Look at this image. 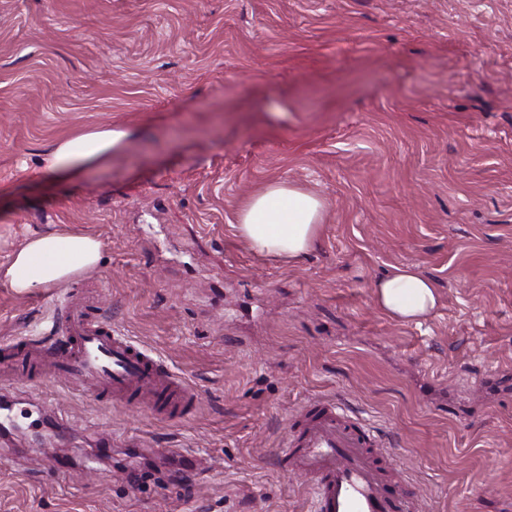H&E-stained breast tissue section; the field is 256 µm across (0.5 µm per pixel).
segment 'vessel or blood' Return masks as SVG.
<instances>
[{
  "instance_id": "vessel-or-blood-1",
  "label": "vessel or blood",
  "mask_w": 512,
  "mask_h": 512,
  "mask_svg": "<svg viewBox=\"0 0 512 512\" xmlns=\"http://www.w3.org/2000/svg\"><path fill=\"white\" fill-rule=\"evenodd\" d=\"M43 381L61 374L72 389L127 406L149 404L185 419L196 393L144 347L122 336L88 301H70L49 336L0 343V373ZM290 446L279 455L315 486L314 512H410L406 485L386 477L388 448L361 422L331 401L312 400L289 419Z\"/></svg>"
}]
</instances>
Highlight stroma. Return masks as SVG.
I'll return each instance as SVG.
<instances>
[{
    "label": "stroma",
    "instance_id": "stroma-1",
    "mask_svg": "<svg viewBox=\"0 0 512 512\" xmlns=\"http://www.w3.org/2000/svg\"><path fill=\"white\" fill-rule=\"evenodd\" d=\"M104 125L105 168L41 178ZM279 181L324 203L293 262L236 230ZM62 227L98 266L0 283V341L93 292L196 409L0 379V512H313L277 457L315 398L392 445L415 512H512V0H0V264ZM402 265L438 290L418 323L375 304ZM126 137L127 132L104 126L57 141L43 153L42 176L49 181L83 177L112 159Z\"/></svg>",
    "mask_w": 512,
    "mask_h": 512
}]
</instances>
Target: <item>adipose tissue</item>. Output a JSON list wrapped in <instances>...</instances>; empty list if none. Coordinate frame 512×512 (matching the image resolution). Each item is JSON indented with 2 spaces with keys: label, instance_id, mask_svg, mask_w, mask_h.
<instances>
[{
  "label": "adipose tissue",
  "instance_id": "obj_1",
  "mask_svg": "<svg viewBox=\"0 0 512 512\" xmlns=\"http://www.w3.org/2000/svg\"><path fill=\"white\" fill-rule=\"evenodd\" d=\"M125 138V131L104 126L57 141L43 154L42 176L49 181L83 177L108 162ZM323 209L315 194L276 182L246 203L238 232L257 254L299 259L317 243ZM100 254V241L87 234L58 230L33 235L0 265V282L20 295L51 288L93 269ZM374 288L379 307L401 321L424 318L437 305L433 281L411 265L394 267Z\"/></svg>",
  "mask_w": 512,
  "mask_h": 512
}]
</instances>
